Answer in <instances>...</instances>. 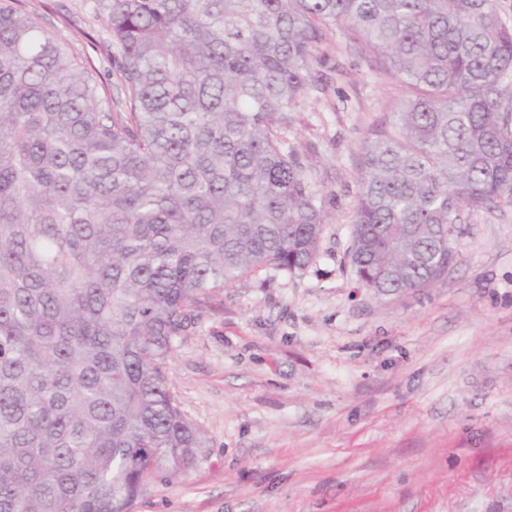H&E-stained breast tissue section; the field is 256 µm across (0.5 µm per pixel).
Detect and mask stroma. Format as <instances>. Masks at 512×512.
I'll return each mask as SVG.
<instances>
[{"label":"stroma","mask_w":512,"mask_h":512,"mask_svg":"<svg viewBox=\"0 0 512 512\" xmlns=\"http://www.w3.org/2000/svg\"><path fill=\"white\" fill-rule=\"evenodd\" d=\"M26 2L112 86L98 0ZM317 70L285 135L326 216L318 252L225 288L177 340L168 385L209 446L132 512H512V206L461 224L438 281L377 297L348 257L358 147L404 92L338 36Z\"/></svg>","instance_id":"35a3bbf8"}]
</instances>
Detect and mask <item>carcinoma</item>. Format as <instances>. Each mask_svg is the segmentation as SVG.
<instances>
[{
  "mask_svg": "<svg viewBox=\"0 0 512 512\" xmlns=\"http://www.w3.org/2000/svg\"><path fill=\"white\" fill-rule=\"evenodd\" d=\"M115 93L0 0V512H131L205 434L168 387L224 289L295 275L325 215L288 113L340 35L406 91L358 148L350 261L379 297L439 280L512 203V26L497 0H102Z\"/></svg>",
  "mask_w": 512,
  "mask_h": 512,
  "instance_id": "cac0c4a2",
  "label": "carcinoma"
}]
</instances>
